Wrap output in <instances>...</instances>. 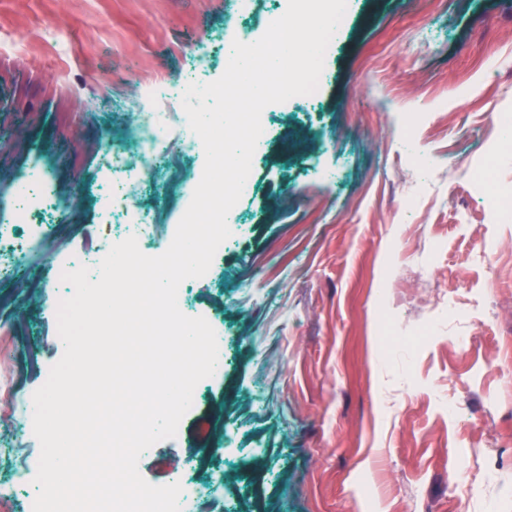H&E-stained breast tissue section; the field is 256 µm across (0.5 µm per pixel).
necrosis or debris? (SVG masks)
<instances>
[{"mask_svg": "<svg viewBox=\"0 0 512 512\" xmlns=\"http://www.w3.org/2000/svg\"><path fill=\"white\" fill-rule=\"evenodd\" d=\"M187 79L154 82L141 94L137 120L128 127L121 149L102 155L100 178L107 189L98 196L102 214L117 218L124 235L136 236L140 250H147L155 218L139 198L141 181L153 169H167L169 187L180 208H188L192 178L184 173L182 159L199 145L190 130L181 105ZM14 217L0 225V279L38 250L47 221L59 209L52 174L37 168L19 181L5 202ZM40 451L28 449L22 464L8 482L0 483V503L21 501L23 512H33L36 498L31 487L38 469Z\"/></svg>", "mask_w": 512, "mask_h": 512, "instance_id": "necrosis-or-debris-1", "label": "necrosis or debris"}]
</instances>
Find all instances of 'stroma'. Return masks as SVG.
I'll return each mask as SVG.
<instances>
[{
    "mask_svg": "<svg viewBox=\"0 0 512 512\" xmlns=\"http://www.w3.org/2000/svg\"><path fill=\"white\" fill-rule=\"evenodd\" d=\"M234 0H0V201L33 164L77 212L0 282L14 418L64 347L47 254L106 231L92 184L146 78L224 58ZM315 105L267 106L235 242L183 312L223 326L224 370L141 475L220 476L196 512H512V0H350ZM151 255L183 216L141 187ZM484 247L489 262L469 260Z\"/></svg>",
    "mask_w": 512,
    "mask_h": 512,
    "instance_id": "obj_1",
    "label": "stroma"
}]
</instances>
